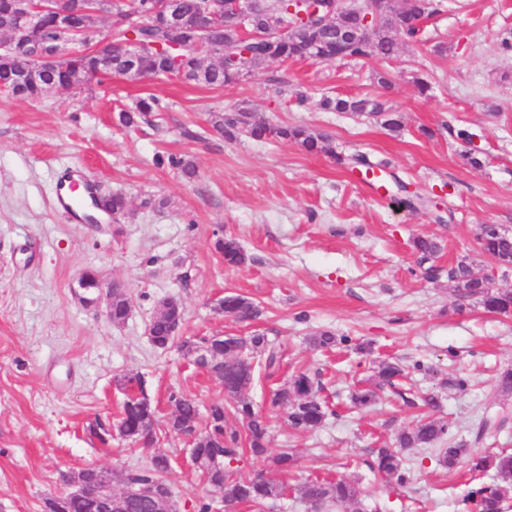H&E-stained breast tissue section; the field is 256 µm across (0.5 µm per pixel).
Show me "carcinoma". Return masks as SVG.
<instances>
[{
  "label": "carcinoma",
  "instance_id": "1",
  "mask_svg": "<svg viewBox=\"0 0 512 512\" xmlns=\"http://www.w3.org/2000/svg\"><path fill=\"white\" fill-rule=\"evenodd\" d=\"M182 22L178 29L171 30L157 23V0H112V12L121 14L131 11L139 19L140 27L130 29L127 25L110 23V31L103 36L111 40L106 52L111 55L109 72L128 74L130 77L152 75L166 76L171 68L167 55L170 46L179 44L177 55L180 65L189 69L190 79L213 88L237 83L245 74L246 67L256 68L272 60L282 62L313 60H352L378 58L391 60L397 56L399 45L421 42L423 21L440 11L436 0H406L405 6H396L393 12L377 25L357 31V36L345 41H336V28H352L353 19L346 10H341L333 26L319 31H310L299 21L298 13L309 12L310 8L324 9L323 0H308L301 5H293L288 0H266L262 3L254 22L266 31L288 29V39L275 43L246 41L241 39L242 21L234 11L232 0H215V23L209 28L207 42L209 49L197 48L194 36L199 29L201 13L198 0H177ZM97 16L78 13L72 17L73 26L82 31H90L100 37L97 30ZM134 33L142 44L135 67L128 66L122 54V42ZM61 36L55 15L42 16L38 30L11 54L0 53V89L12 94H20L26 99H38L53 89L80 88L97 78L101 58L88 49H78L72 57L50 67L37 83L18 87L20 76L33 63V57ZM214 55L218 63L203 65V57ZM319 107L326 112L367 113L383 119V124L391 130L402 125L401 115L390 111L380 97L340 98L326 95L319 100ZM159 101L153 96L139 99L136 109L122 112L120 119L126 125L136 123L137 115L154 112ZM217 128L230 139L245 132L255 141L283 140L302 146L306 151L318 153L324 150V137L310 132L301 126H274L252 119L250 111L236 110L224 116ZM338 163L351 174L364 176L382 164L370 161L364 155L338 158ZM396 190L404 194L402 202L410 209L417 210L430 206V199L411 191L407 184L394 179ZM478 240L482 253L490 258H506L512 262V237L505 236L492 226L482 227ZM216 247L224 259V265L235 268L247 263V255L233 239H223ZM415 250L424 262L438 250L432 239L419 237L414 241ZM479 267L461 261L448 273L454 291L462 299L477 297L483 307L495 313H512V292L490 287L489 281L477 276ZM130 298L121 288L115 290L112 301V322L121 324L128 318ZM224 315L238 321L253 318L256 310L253 304L239 295H226L220 301ZM183 320V309L176 303L159 308L150 322L151 342L159 349H166L175 343L174 326ZM180 349L193 358V362L216 377L224 376V392L234 398L232 406L236 420L245 427V433L226 422L224 403L214 402L208 410V417L200 420L195 401L179 397L174 399L176 410L169 426L176 434L186 436L196 434L193 441V454L196 468L201 472L211 495L224 503V512H236L247 508L249 512H266L268 504L278 498L293 494L304 503L310 512H360L358 490L354 484L343 479L310 477L297 485L290 486L263 473L244 480L237 476L234 464L244 454L269 460L274 473L288 474L297 469L298 458L288 448L271 453L270 433L263 415L253 402L241 396L243 388L250 385L253 377L236 376L237 367L243 362L253 363L255 356L262 357L261 367L270 378L282 365L283 354L267 337L255 335L248 339L237 336H203L199 339L185 338ZM404 376V370L392 362L378 365L375 386L354 391L351 402L356 407H369L380 400L379 391L384 387H396L395 380ZM141 396L130 395L122 407L123 422L127 429L136 432L155 421V408L144 394L143 386H138ZM323 384L319 374L299 372L288 378L284 388L278 390L272 399L275 406L287 409L290 424L301 430L321 427L331 411L329 402L322 395ZM449 442L440 449L442 462L450 469L458 465L469 467L472 473L489 475L493 484L480 485L469 496L470 512H503L508 496L512 494V453L501 452L483 456H471L467 449L450 441L448 423L436 418L424 417L403 431L397 437L393 448H380L369 469L383 477L395 480L398 484L406 481V468L402 451L406 448L433 449ZM171 469L170 457L162 452L154 454L150 466L131 470L124 476L125 484H137L151 496L142 500L137 509L143 510L159 503L164 512H174V491L162 479ZM48 512H83V505L75 499L58 497L47 500Z\"/></svg>",
  "mask_w": 512,
  "mask_h": 512
}]
</instances>
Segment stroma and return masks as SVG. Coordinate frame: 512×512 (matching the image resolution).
Masks as SVG:
<instances>
[{
    "instance_id": "1",
    "label": "stroma",
    "mask_w": 512,
    "mask_h": 512,
    "mask_svg": "<svg viewBox=\"0 0 512 512\" xmlns=\"http://www.w3.org/2000/svg\"><path fill=\"white\" fill-rule=\"evenodd\" d=\"M426 28V43L400 46L386 91L371 59L273 61L223 88L112 76L38 100L0 92V512H44L46 499L65 491L63 474L90 464L111 472L123 492V473L148 467L158 450L174 461L165 479L178 512L208 501L188 440L167 422L173 397L205 407L225 400L224 385L179 347L150 342L147 326L167 297L182 304L181 336L258 333L281 347L280 372L254 378L244 394L265 415L271 448L298 455L289 484L347 479L365 512H462L475 478L465 467L448 469L437 451L404 450L410 473L402 486L367 466L375 448L428 412L471 455L512 452V416L477 433L483 419L512 413V395L496 386L512 369V314L459 301L448 280L462 260L491 267L480 225L512 236V52L501 46L512 41V0H442ZM440 43L446 53L435 52ZM419 78L430 82L429 95L419 94ZM326 92L382 94L402 126L322 111ZM149 94L160 111L121 125L120 110ZM240 108L322 134L327 149L227 140L212 121ZM357 153L387 164L431 208L367 191L337 162ZM171 154L190 161L195 177L157 165ZM69 180L98 195L123 192L125 212L99 213L95 224L70 219L56 207ZM222 237L242 245L247 266H225L214 247ZM419 237L440 247L425 263L414 248ZM88 270L104 286L127 289L124 323L82 301L77 281ZM230 292L251 299L258 317H224L217 304ZM323 331L372 350L313 346ZM384 359L409 366L408 388L418 399L435 396L436 408L387 392L352 409L350 392L368 385ZM298 371L319 373L334 411L313 431L293 429L272 403ZM127 375L143 379L158 410L154 448L117 435L103 443L89 432L95 422L115 424Z\"/></svg>"
}]
</instances>
